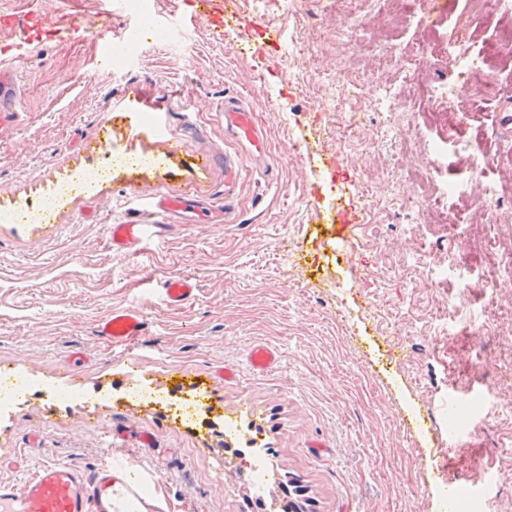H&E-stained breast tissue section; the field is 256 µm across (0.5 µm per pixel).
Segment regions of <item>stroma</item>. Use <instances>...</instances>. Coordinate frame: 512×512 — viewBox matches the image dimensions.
Masks as SVG:
<instances>
[{
  "label": "stroma",
  "mask_w": 512,
  "mask_h": 512,
  "mask_svg": "<svg viewBox=\"0 0 512 512\" xmlns=\"http://www.w3.org/2000/svg\"><path fill=\"white\" fill-rule=\"evenodd\" d=\"M191 0H147L129 14L111 0H39L45 14L84 19L82 40L65 31L39 36L21 78L25 122L0 143V214L32 201L56 199L38 223H0V373L26 371L82 391L73 405L29 395L0 416V460L27 450L29 463L102 461L112 424L134 447L135 434H153L144 463L171 512H247L250 495L235 448L261 437L274 448L277 476H299L312 498L307 512H443L449 483L484 492L486 512H512V406L490 388L494 365L512 359V338L467 336L457 322H480L468 300L457 320L441 317L447 283L481 274L474 225L447 237L426 212L414 251L392 177L409 174L420 197L446 193L460 159L455 129L430 124L420 112L392 118L369 112L351 80L366 75L415 99L419 83L456 78L445 59L421 81L403 79L387 56L418 40L450 42L470 34L477 51L495 35L476 0L454 10L436 6L419 30L406 0L378 11L361 0L350 22L345 0H238L239 11L280 27L265 88L250 83L257 60L247 42L259 29L213 30L190 18L177 45L151 33L132 52L127 70L102 60L98 24L113 34L152 19L189 15ZM315 35L304 50L294 42ZM257 112L266 152L256 156L224 133L225 95ZM159 109L165 121L148 126L141 112ZM497 100L472 113L470 149L491 141L502 168L512 167V134H504ZM299 155L290 156L293 143ZM129 163L110 166L112 147ZM354 162L355 189L380 200L361 224L350 262L335 260L343 243L329 212L340 184L318 168L324 149ZM438 153L437 167L425 160ZM106 175L57 199L63 184L88 171ZM156 188L192 191L202 203L226 208L219 224L173 217L164 241L137 255L109 251L105 227L122 220L134 193ZM193 277L196 300L180 308L155 305L152 292L171 276ZM140 307L149 323L143 341L114 346L95 336L112 309ZM280 349L279 366L263 374L243 363L256 343ZM135 356L128 369L127 356ZM240 366L234 380L217 371ZM160 390L187 386L212 409L214 423L195 427L159 405L124 399L126 379ZM460 401L456 421L465 452L448 441L449 393ZM239 435L226 439V426ZM39 434L41 445L29 448ZM322 451H314V443Z\"/></svg>",
  "instance_id": "35a3bbf8"
}]
</instances>
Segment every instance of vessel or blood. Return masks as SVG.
<instances>
[{"label":"vessel or blood","instance_id":"1","mask_svg":"<svg viewBox=\"0 0 512 512\" xmlns=\"http://www.w3.org/2000/svg\"><path fill=\"white\" fill-rule=\"evenodd\" d=\"M193 13L210 21L238 19L237 0H193ZM25 20L33 32L56 27L57 21L36 9L25 15L0 7V142L17 133L23 114L18 110L19 65L28 50L11 36L18 20ZM224 130L254 154H263L262 127L255 112L234 95L224 98ZM195 196L162 190L146 193L145 203L118 224L106 227V243L112 253L137 254L146 239H163L172 225L166 217L202 211ZM338 236L349 242L360 222V210L352 187H344L337 199L332 218ZM197 284L192 278L179 277L163 284L166 306H184L194 301ZM147 317L142 309L129 306L112 309L95 328L96 335L115 344L130 345L146 335ZM280 353L257 345L246 356L251 372L265 373L280 362ZM153 478L141 467L138 454L127 458L110 457L99 464L79 466L56 461L42 462L23 481L0 479V512H139L145 503Z\"/></svg>","mask_w":512,"mask_h":512}]
</instances>
